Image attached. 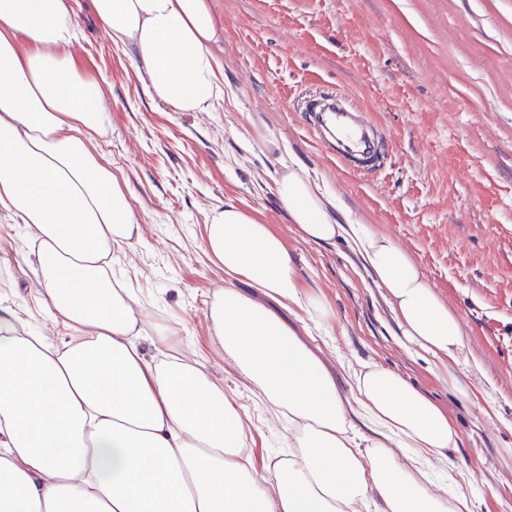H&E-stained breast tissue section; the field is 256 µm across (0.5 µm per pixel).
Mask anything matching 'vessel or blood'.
<instances>
[{
  "mask_svg": "<svg viewBox=\"0 0 512 512\" xmlns=\"http://www.w3.org/2000/svg\"><path fill=\"white\" fill-rule=\"evenodd\" d=\"M310 121L320 142L337 159L357 166L370 161L378 150L373 125L358 108L335 94H324Z\"/></svg>",
  "mask_w": 512,
  "mask_h": 512,
  "instance_id": "1",
  "label": "vessel or blood"
}]
</instances>
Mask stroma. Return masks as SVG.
<instances>
[{"mask_svg": "<svg viewBox=\"0 0 512 512\" xmlns=\"http://www.w3.org/2000/svg\"><path fill=\"white\" fill-rule=\"evenodd\" d=\"M71 4V54L104 87L111 117L97 149L142 226L139 241L113 248L111 272L152 321L177 330L172 355L202 364L236 398L254 470L287 448L288 422L210 330L224 269L202 242L227 203L272 225L301 282L324 296L327 327L307 329L338 386L362 361L397 371L455 417L454 460L476 476L475 512H512V0H210L229 93L209 112L154 102L91 0ZM327 90L382 132L375 172L353 173L310 128L305 103ZM294 158L352 220L395 238L460 314L482 360V394L466 398L399 346L380 290L345 245L298 236L274 190ZM35 260L25 227L0 209V306L57 337Z\"/></svg>", "mask_w": 512, "mask_h": 512, "instance_id": "35a3bbf8", "label": "stroma"}]
</instances>
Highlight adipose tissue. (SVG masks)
<instances>
[{
	"instance_id": "1",
	"label": "adipose tissue",
	"mask_w": 512,
	"mask_h": 512,
	"mask_svg": "<svg viewBox=\"0 0 512 512\" xmlns=\"http://www.w3.org/2000/svg\"><path fill=\"white\" fill-rule=\"evenodd\" d=\"M92 6L152 99L207 112L223 95L209 0ZM76 31L70 0H0V207L37 241L33 274L65 330L56 340L20 335L18 313L0 307V512H474L471 479L436 490L459 443L448 410L374 362L353 369L341 392L284 317L295 308L325 323L324 299L301 284L284 238L228 203L203 242L224 268L211 329L292 434L267 477L248 470L235 401L201 366L169 358L173 331L147 325L105 271L141 226L95 148L110 116L100 85L68 53ZM274 184L304 241H341L358 256L407 352L483 377L459 313L392 237L334 215L298 162ZM147 327L152 356L138 344Z\"/></svg>"
}]
</instances>
